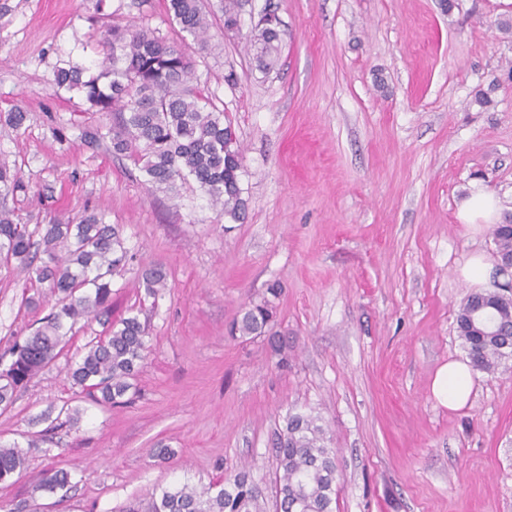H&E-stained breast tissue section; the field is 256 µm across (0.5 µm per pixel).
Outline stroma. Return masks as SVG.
<instances>
[{"mask_svg":"<svg viewBox=\"0 0 512 512\" xmlns=\"http://www.w3.org/2000/svg\"><path fill=\"white\" fill-rule=\"evenodd\" d=\"M0 30V161L24 188L6 204L25 223L83 210L120 225L132 264L112 277L113 320L136 315L149 352L130 404L94 403L68 375L98 321L6 409L0 444L25 448L0 481V512H117L171 486L199 488L247 468L275 512L273 442L291 412L318 416L336 450L333 512H512V360L475 372L453 411L431 392L436 370L466 360L456 333L474 288L469 257L496 263L491 225L458 209L473 186L512 214V0H243L237 35L214 16L194 82L244 147L246 218L225 223L195 183L150 189L112 153L108 129L78 93L57 88L66 61L91 66L103 23L132 20L178 40L164 0H10ZM282 53L256 69L246 38L267 6ZM498 88L489 106L477 89ZM25 112L20 130L8 112ZM161 264L147 295L139 271ZM272 299L286 357L232 335L250 302ZM56 302L0 265V351ZM72 420L55 427L53 414ZM39 437V447L27 445ZM67 471L68 493L37 485Z\"/></svg>","mask_w":512,"mask_h":512,"instance_id":"stroma-1","label":"stroma"}]
</instances>
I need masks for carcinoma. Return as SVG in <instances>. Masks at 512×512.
<instances>
[{
  "label": "carcinoma",
  "instance_id": "carcinoma-1",
  "mask_svg": "<svg viewBox=\"0 0 512 512\" xmlns=\"http://www.w3.org/2000/svg\"><path fill=\"white\" fill-rule=\"evenodd\" d=\"M167 13L181 34L170 42L132 21L115 22L101 33L99 58L92 67L67 62L54 73L59 88L79 93L99 112L112 115V150L144 172L151 187L174 191L193 180L211 205L230 223L245 218L242 187L243 147L224 111L217 109L193 83L189 44L207 46L213 15L204 0H167ZM224 29H240L241 0H219ZM281 20L266 11L249 37L258 70H274L281 54ZM23 189L18 172L0 163V195ZM499 257L512 256V229L493 228ZM133 256L123 245L120 227L102 214L84 211L75 217H53L34 227L21 215L0 206V261L16 263L28 279L50 288L57 297L44 324L29 336H18L0 353V406L16 395L57 356L56 348L80 321L110 323L112 275ZM145 292L166 287V272L154 264L141 269ZM274 311L263 299L244 309L233 331L266 336L281 353L287 343L272 332ZM456 332L472 367L494 374L512 359V293L497 288L470 294L460 307ZM148 351L146 325L130 316L111 323L110 336L90 342L82 359L69 368L74 384L89 391L99 405L121 407L137 379ZM274 492L277 512H332L336 495V450L328 446L318 417L288 415L274 443ZM18 445H0V481L23 465ZM70 475L56 472L39 490L67 488ZM261 493L242 469L223 486L197 490L165 488L154 494L148 512H262Z\"/></svg>",
  "mask_w": 512,
  "mask_h": 512
}]
</instances>
